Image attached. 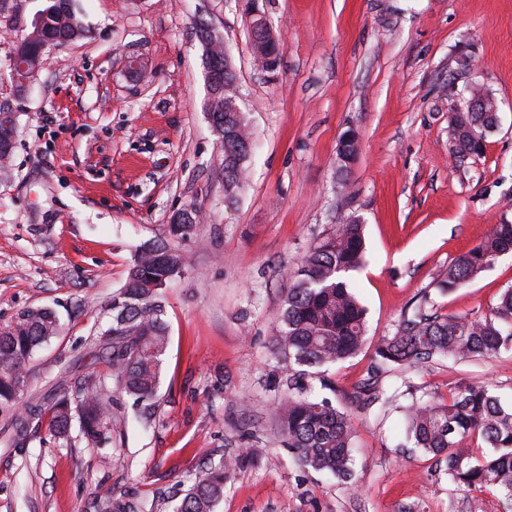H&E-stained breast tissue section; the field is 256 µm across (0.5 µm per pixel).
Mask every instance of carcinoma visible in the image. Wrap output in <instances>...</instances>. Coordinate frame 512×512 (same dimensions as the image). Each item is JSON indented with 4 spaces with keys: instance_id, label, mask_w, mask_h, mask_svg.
Segmentation results:
<instances>
[{
    "instance_id": "cac0c4a2",
    "label": "carcinoma",
    "mask_w": 512,
    "mask_h": 512,
    "mask_svg": "<svg viewBox=\"0 0 512 512\" xmlns=\"http://www.w3.org/2000/svg\"><path fill=\"white\" fill-rule=\"evenodd\" d=\"M84 35V26L71 0H52L15 47V55L35 65L43 45L74 40ZM195 36L203 47V62L216 81L224 77V50L212 39L202 22ZM211 128L219 144L232 139L241 150L224 166V187L242 185L247 172L251 135L246 117L229 121L224 115V93L208 103ZM494 124L490 112H457L453 117L454 151L478 155L483 146L475 140L480 128ZM358 138L339 140L337 159L345 170L353 161ZM512 250V224H496L482 243L459 255L450 264L439 288L451 291L493 266L498 257ZM365 258L363 225L351 218L335 224L316 242L290 272L276 325L275 345L288 370V397L276 412V427L284 446L298 463L315 472H327L355 485L353 429L349 411L319 399L295 384L306 376L319 377L323 370L353 357L367 341V312L351 289L348 274L360 268ZM187 265L177 247L164 242L143 246L129 268L127 282L112 296L105 313L109 321L100 329L99 343L115 386L137 401L153 403L157 397L164 357L169 345L164 319L162 288ZM61 324L48 308L26 309L10 323L0 326V414L9 417L8 442L16 447L28 439L30 424L48 417V430L69 441L73 422H78L86 445L98 447L112 441V430L123 419L112 414V393L102 381L84 379L76 394H65L70 380L57 381L61 395L48 404H31L17 412L26 382V364L36 348L58 336ZM512 347V288L505 289L488 317L441 315L418 305L404 316L397 331L375 345V357L384 367L417 368L437 358L470 359L495 355ZM408 404L402 406L407 436L415 447L438 457L448 480L476 493L494 489L505 509H512V405L504 406L488 386L468 383L448 399L434 400L418 387L408 386ZM397 393L374 381L352 396L357 408L379 402L388 405ZM479 438L490 452L474 456L467 444ZM261 455L250 448L246 454L207 464L186 490L176 489V512H217L224 498V484L236 467Z\"/></svg>"
}]
</instances>
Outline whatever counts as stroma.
Here are the masks:
<instances>
[{
  "mask_svg": "<svg viewBox=\"0 0 512 512\" xmlns=\"http://www.w3.org/2000/svg\"><path fill=\"white\" fill-rule=\"evenodd\" d=\"M48 4L0 0V108L16 114L0 167V325L38 306L62 323L29 360L22 402L53 394L66 371L109 376L93 338L141 244L175 241L189 263L164 290L154 407L114 394L126 423L95 448L63 444L44 422L21 448L0 433V512H173L177 485L248 448L263 454L227 481L218 512H472L477 497L505 512L497 492L451 486L433 455L409 448L399 408L354 409L350 397L379 377L442 399L482 382L512 402V349L403 373L373 358L420 300L482 318L512 287V252L438 287L491 225L512 224V0H259L277 36L273 74L253 58L249 0H74L85 36L48 46L21 94L14 49ZM201 19L224 38L255 142L231 197L205 111ZM131 55L141 75L127 71ZM474 86L493 95L498 122L483 154L456 161L452 110ZM348 129L359 152L342 171ZM186 209L199 220L172 239ZM347 215L365 225V263L349 280L368 343L326 376L332 403L351 409L354 490L300 466L273 424L287 394L273 336L288 273Z\"/></svg>",
  "mask_w": 512,
  "mask_h": 512,
  "instance_id": "obj_1",
  "label": "stroma"
}]
</instances>
